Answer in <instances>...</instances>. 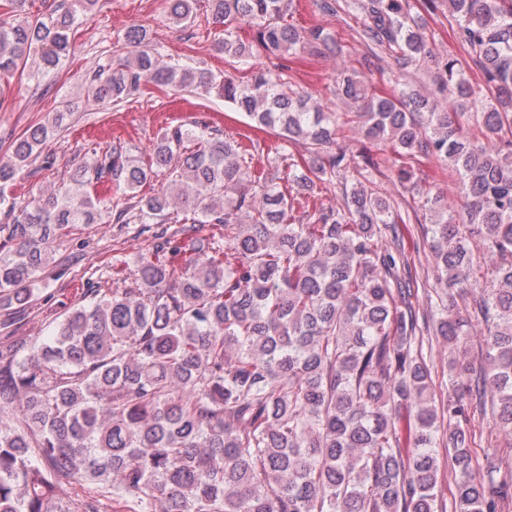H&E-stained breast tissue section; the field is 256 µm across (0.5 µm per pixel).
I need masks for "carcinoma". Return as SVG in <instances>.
<instances>
[{
  "mask_svg": "<svg viewBox=\"0 0 512 512\" xmlns=\"http://www.w3.org/2000/svg\"><path fill=\"white\" fill-rule=\"evenodd\" d=\"M98 2L53 0L34 14L32 0H3L12 20L0 21V81L61 69L79 15ZM166 2L174 28L197 22L199 0ZM207 2L224 73L160 60L135 25L118 40L128 56L95 70L87 96L107 108L149 84L215 89L258 126L307 145L310 173L289 181L334 192L350 165L337 142L349 120L290 94L286 58L328 48L330 35L288 24L285 0ZM317 5L361 18L357 35L372 52L416 67L428 56L409 0ZM448 12L491 91L476 113L486 142L459 125L474 89L454 59L437 62L432 92L450 98L451 112L413 88L379 97L353 74L336 77L366 138L440 160L459 179L466 224L438 194L411 188L420 208L404 201L430 213L431 288L411 275L393 201L359 180L343 205L316 208L301 224L295 198L205 120L159 133L145 162L111 145L24 206L8 188L66 124L69 104L12 139L0 160V309L25 310L51 243L104 213L120 231L152 232L154 243L121 285L99 281L51 317L47 339L0 338V512H446L440 448L452 512H504L512 480L474 457L468 424L490 415L487 447L512 448V0H448ZM243 26L249 42L236 35ZM261 54L279 62L245 82L231 73ZM160 175L166 188L139 197ZM109 182L121 196L99 193ZM205 224L219 233L200 235ZM478 243L490 262L481 277ZM479 323L476 361L464 352ZM432 336L448 345L440 401L424 354Z\"/></svg>",
  "mask_w": 512,
  "mask_h": 512,
  "instance_id": "obj_1",
  "label": "carcinoma"
}]
</instances>
